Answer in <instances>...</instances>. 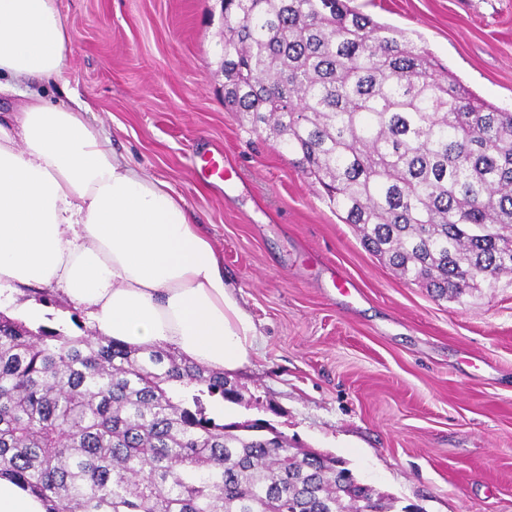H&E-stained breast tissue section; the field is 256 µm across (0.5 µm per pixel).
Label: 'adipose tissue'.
I'll list each match as a JSON object with an SVG mask.
<instances>
[{"label":"adipose tissue","mask_w":512,"mask_h":512,"mask_svg":"<svg viewBox=\"0 0 512 512\" xmlns=\"http://www.w3.org/2000/svg\"><path fill=\"white\" fill-rule=\"evenodd\" d=\"M69 43L57 0H0V95L27 99L0 120V304L58 286L102 335L241 368L257 327L184 198L29 88L61 75Z\"/></svg>","instance_id":"obj_1"}]
</instances>
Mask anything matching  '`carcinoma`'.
<instances>
[{"label":"carcinoma","instance_id":"1","mask_svg":"<svg viewBox=\"0 0 512 512\" xmlns=\"http://www.w3.org/2000/svg\"><path fill=\"white\" fill-rule=\"evenodd\" d=\"M224 103L267 131L405 282L463 302L512 276V112L350 0H223ZM227 374L0 312V473L46 512H393L347 462L218 423Z\"/></svg>","mask_w":512,"mask_h":512}]
</instances>
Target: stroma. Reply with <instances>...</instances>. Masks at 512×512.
Here are the masks:
<instances>
[{
  "label": "stroma",
  "mask_w": 512,
  "mask_h": 512,
  "mask_svg": "<svg viewBox=\"0 0 512 512\" xmlns=\"http://www.w3.org/2000/svg\"><path fill=\"white\" fill-rule=\"evenodd\" d=\"M512 111V0H352ZM64 82L113 148L181 195L260 337L233 421L422 512H512V287L456 303L400 280L270 136L224 105L218 0H58ZM223 156L222 182L199 176ZM351 284L339 291L338 280Z\"/></svg>",
  "instance_id": "35a3bbf8"
}]
</instances>
